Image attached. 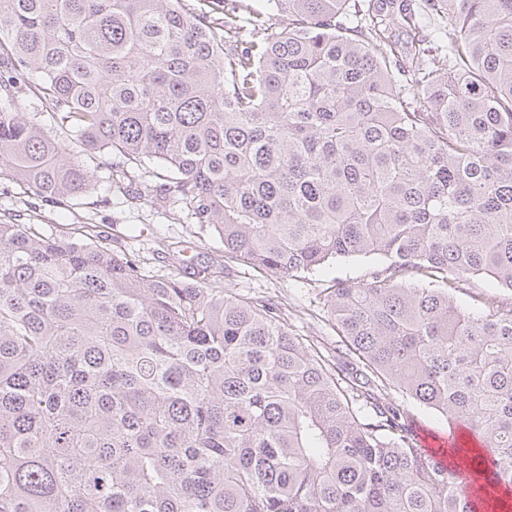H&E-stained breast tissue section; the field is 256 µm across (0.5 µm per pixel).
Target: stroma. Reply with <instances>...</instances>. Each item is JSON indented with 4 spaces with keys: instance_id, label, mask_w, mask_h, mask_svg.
<instances>
[{
    "instance_id": "obj_1",
    "label": "stroma",
    "mask_w": 512,
    "mask_h": 512,
    "mask_svg": "<svg viewBox=\"0 0 512 512\" xmlns=\"http://www.w3.org/2000/svg\"><path fill=\"white\" fill-rule=\"evenodd\" d=\"M83 161L95 172L96 188L67 207L46 202L0 176V221L21 212L30 215L44 236L79 240L88 239L94 225H111L112 248L135 256L143 274L154 278L182 273V264L174 258L178 252L198 262L223 259L224 245L213 231L190 223L181 207L158 200L157 189L164 182L161 167H141L116 151L87 155ZM131 188L139 191V198L128 197ZM380 263L376 256L355 257L289 279L233 262L223 283L242 297L278 304L297 335L310 340L321 336L330 343L336 335L323 322L325 288L336 282L361 281Z\"/></svg>"
}]
</instances>
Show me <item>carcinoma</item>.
I'll return each mask as SVG.
<instances>
[{
	"label": "carcinoma",
	"mask_w": 512,
	"mask_h": 512,
	"mask_svg": "<svg viewBox=\"0 0 512 512\" xmlns=\"http://www.w3.org/2000/svg\"><path fill=\"white\" fill-rule=\"evenodd\" d=\"M0 0V174L63 204L90 154L167 171L162 202L282 277L384 264L325 299L336 345L216 264L145 278L94 241L0 222V512H476L401 397L473 434L512 488V0ZM246 27L252 39L240 41ZM445 29L446 30H444V24L441 23L440 20L426 15V13L421 10L420 26L418 29L412 32L397 31L395 39H399L400 44V42L410 40L409 36L413 37V35H416V37L425 36L428 39L437 38L448 43V27H445ZM486 294H496L508 298L511 292L497 286V283L488 277H474L463 282L453 293L456 305L464 308H479L481 298Z\"/></svg>",
	"instance_id": "carcinoma-1"
}]
</instances>
